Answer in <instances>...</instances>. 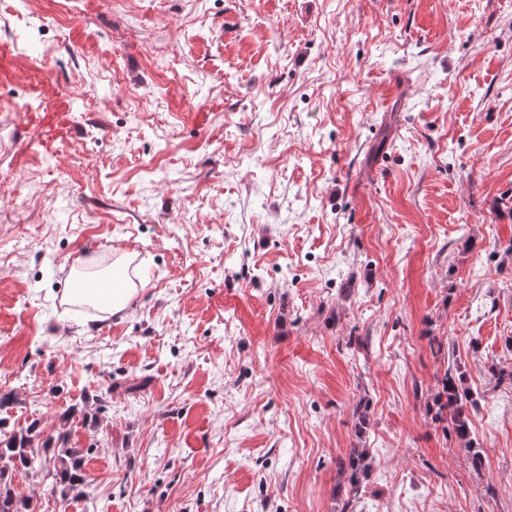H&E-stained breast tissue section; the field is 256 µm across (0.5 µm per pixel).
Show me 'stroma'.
<instances>
[{"mask_svg": "<svg viewBox=\"0 0 512 512\" xmlns=\"http://www.w3.org/2000/svg\"><path fill=\"white\" fill-rule=\"evenodd\" d=\"M496 366L512 0H0V430L70 432L101 512H341L354 448L355 512H512ZM130 263L131 260L127 256L114 260L105 275L99 279L105 288H99L93 284L86 286L90 291H95L97 288V296H89L85 293L84 281L81 278H76L71 288L66 289L67 296L73 301L92 305L107 303L102 306L107 307L110 314L124 311L136 291L128 273ZM439 384L441 389L435 398L434 404L437 408L434 420L448 422L449 419L456 436L460 439H466L469 436L470 427L464 403L469 400V395L463 376L453 372L451 366H447ZM368 460L367 449L354 448L350 451L347 463L342 465L341 471L346 474V481L351 494L356 495L360 490L362 481L370 466Z\"/></svg>", "mask_w": 512, "mask_h": 512, "instance_id": "1", "label": "stroma"}]
</instances>
